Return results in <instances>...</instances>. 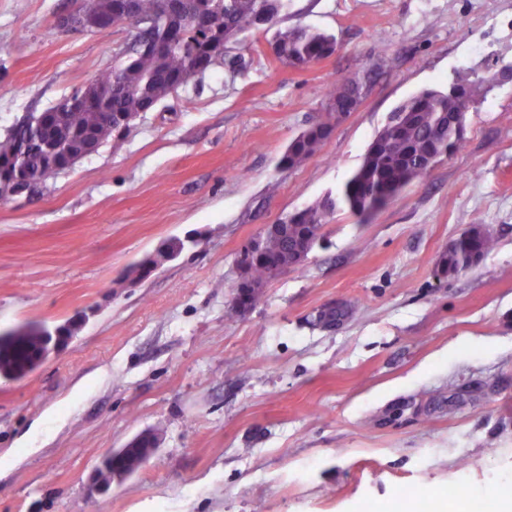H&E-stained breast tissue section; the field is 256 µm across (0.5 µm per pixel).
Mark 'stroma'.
<instances>
[{"label": "stroma", "instance_id": "35a3bbf8", "mask_svg": "<svg viewBox=\"0 0 512 512\" xmlns=\"http://www.w3.org/2000/svg\"><path fill=\"white\" fill-rule=\"evenodd\" d=\"M80 0H0V135L111 70L130 44L57 29ZM279 27L335 36L303 69L257 29L213 66L39 184L0 198V331L81 315L76 337L27 377L0 379V512H391L486 507L512 484V0H288ZM378 76L304 164L291 141L324 88ZM491 78L465 145L359 223L319 244L248 311L234 308L242 249L263 225L338 193L390 112L458 77ZM495 245L437 272L469 225ZM193 236L133 283L163 240ZM340 310L336 325L321 310ZM151 430L146 465L90 498L102 458Z\"/></svg>", "mask_w": 512, "mask_h": 512}]
</instances>
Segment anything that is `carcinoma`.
Wrapping results in <instances>:
<instances>
[{
    "label": "carcinoma",
    "mask_w": 512,
    "mask_h": 512,
    "mask_svg": "<svg viewBox=\"0 0 512 512\" xmlns=\"http://www.w3.org/2000/svg\"><path fill=\"white\" fill-rule=\"evenodd\" d=\"M286 6L287 0H184L182 12L168 18L156 32L165 42L163 50H156L146 38L128 47L126 60L100 75L102 82L112 83L108 102L112 130L100 129L98 108L93 105L63 111L56 138L58 153L74 149L77 138L89 132L100 134L104 141L123 135L130 127L126 118L144 111L150 103H160L176 82L196 77L197 69L203 74L219 63L231 72L244 69L242 57L228 55V44L251 29H272ZM271 47L283 65L300 68L333 55L337 43L332 35L296 26L275 30ZM349 91L347 77L327 86L322 118L292 140L281 159L283 167H298L319 150L330 136L331 113L344 111ZM479 91L478 84L461 80L455 92L426 89L397 105L339 195L330 193L282 222V231L266 240L267 253L282 255L288 241L300 244L320 239L326 218L339 206L359 222H367L404 187L429 171L433 154L447 157L463 147L466 112ZM29 137L24 122L0 137L1 175L9 176L18 164L37 174L41 182L57 174L39 146L30 147L24 158H18V143ZM493 247V237L474 224L448 243L438 261L439 271L455 275L468 268L471 256L483 257ZM239 263L245 279L266 284L270 274L266 262H249L243 253ZM46 330L43 325L27 324L0 332L1 379L20 380L35 369L33 355Z\"/></svg>",
    "instance_id": "cac0c4a2"
}]
</instances>
